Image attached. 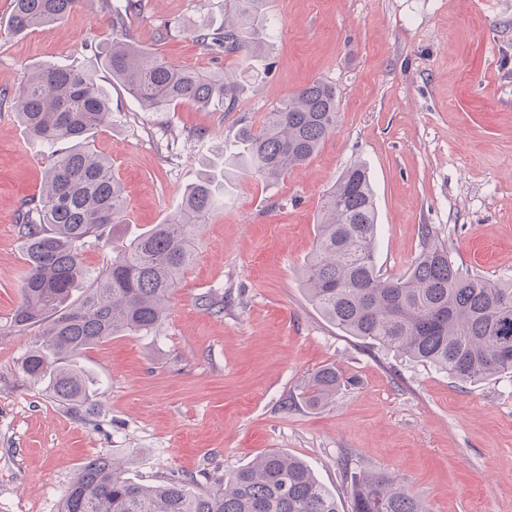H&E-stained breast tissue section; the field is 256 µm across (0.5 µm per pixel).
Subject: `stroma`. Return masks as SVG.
Instances as JSON below:
<instances>
[{"instance_id": "stroma-1", "label": "stroma", "mask_w": 512, "mask_h": 512, "mask_svg": "<svg viewBox=\"0 0 512 512\" xmlns=\"http://www.w3.org/2000/svg\"><path fill=\"white\" fill-rule=\"evenodd\" d=\"M80 0L61 21L16 34L0 0V326L25 272L22 199L46 185L49 150L16 112L28 74L47 63L92 74L112 121L91 145L128 201L114 243L163 223L206 161L242 126L320 79L335 85L334 131L279 181L249 172L204 230L197 257L153 336L85 351L98 413L78 417L21 373L31 335L0 334V512H60L81 463L109 453L128 477H213L277 449L307 462L348 502L337 466L406 478L431 512H512V374L463 384L346 335L308 301L299 272L326 194L363 162L378 211L376 261L403 275L432 225L458 263L512 279V0H264V51L215 57L192 37L236 0H141L133 46L201 72L237 73L236 108L143 109L105 65L112 10ZM224 301L213 315L205 297ZM344 377L334 401L306 406L317 369Z\"/></svg>"}]
</instances>
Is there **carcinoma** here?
<instances>
[{
	"label": "carcinoma",
	"instance_id": "1",
	"mask_svg": "<svg viewBox=\"0 0 512 512\" xmlns=\"http://www.w3.org/2000/svg\"><path fill=\"white\" fill-rule=\"evenodd\" d=\"M79 0H13L9 28L22 33L63 19ZM140 0L112 10V49L106 66L145 109L161 112L190 102L233 108L237 77L189 70L122 39L128 13ZM261 0H242L224 26L198 25L193 38L215 55H257ZM17 117L51 149L47 190L22 202L17 231L25 275L7 333L37 327L20 369L75 415L98 409V380L80 364L82 353L113 336H150L195 259L202 228L216 214L224 184L240 170L278 181L304 164L335 131L336 87L316 80L278 103L260 130L244 126L219 147L224 174L205 171L184 192L170 217L135 236L112 261L92 268L90 248L106 245L109 227L126 223L123 189L110 162L90 147L91 134L112 121V104L94 78L67 65L47 64L27 77ZM377 208L367 169L349 166L328 193L315 248L300 271L309 300L338 329L372 346L431 365L464 384L512 374V280L470 273L457 264L434 227L421 226V250L407 273L386 277L375 258ZM343 383L334 366L315 371L301 400L323 408ZM350 512H431L404 478L354 471ZM61 512H340L336 494L302 460L268 450L217 477L206 488L172 477L136 483L109 454L84 461L68 486Z\"/></svg>",
	"mask_w": 512,
	"mask_h": 512
}]
</instances>
